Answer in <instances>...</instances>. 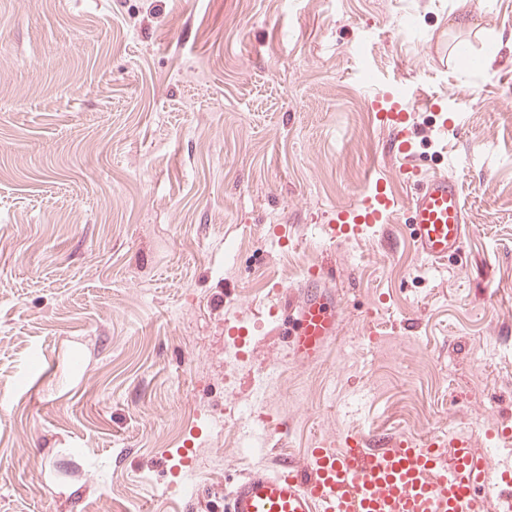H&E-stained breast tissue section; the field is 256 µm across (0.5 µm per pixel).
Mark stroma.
<instances>
[{
	"label": "stroma",
	"mask_w": 512,
	"mask_h": 512,
	"mask_svg": "<svg viewBox=\"0 0 512 512\" xmlns=\"http://www.w3.org/2000/svg\"><path fill=\"white\" fill-rule=\"evenodd\" d=\"M388 91L463 187L441 264L414 251ZM371 173L390 222L331 237ZM312 267L341 316L307 365L267 309ZM505 427L512 0H0V512H224L226 483L326 439L458 431L505 458Z\"/></svg>",
	"instance_id": "stroma-1"
}]
</instances>
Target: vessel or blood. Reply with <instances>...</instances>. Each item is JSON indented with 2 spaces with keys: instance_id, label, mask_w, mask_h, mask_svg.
<instances>
[{
  "instance_id": "obj_1",
  "label": "vessel or blood",
  "mask_w": 512,
  "mask_h": 512,
  "mask_svg": "<svg viewBox=\"0 0 512 512\" xmlns=\"http://www.w3.org/2000/svg\"><path fill=\"white\" fill-rule=\"evenodd\" d=\"M375 107L403 158L396 177L414 187L410 225L416 250L445 261L462 249L467 230L460 183L415 164L409 114L401 102L386 94ZM395 206L387 180L374 178L356 203L337 207L330 234L364 237L372 225L387 223ZM289 315L290 355L317 361L337 333L338 304L303 293ZM503 502L512 506V462L473 447L463 433L384 444L366 433L350 434L338 448L319 443L303 465L258 466L224 488V512H493Z\"/></svg>"
}]
</instances>
